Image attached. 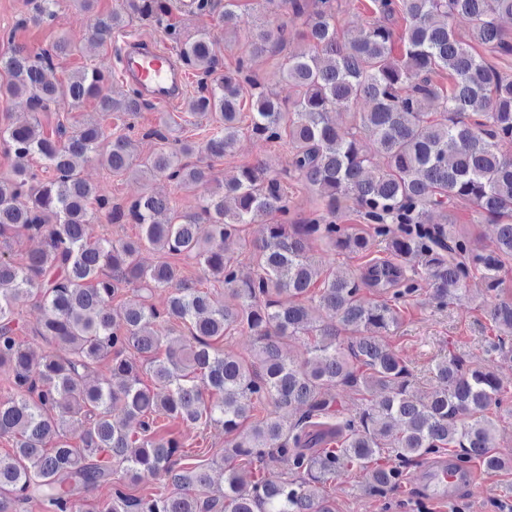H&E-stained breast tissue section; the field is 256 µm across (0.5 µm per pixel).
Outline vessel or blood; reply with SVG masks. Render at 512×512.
<instances>
[{
	"mask_svg": "<svg viewBox=\"0 0 512 512\" xmlns=\"http://www.w3.org/2000/svg\"><path fill=\"white\" fill-rule=\"evenodd\" d=\"M119 78L143 100L162 107L179 104L187 87V77L173 55L141 37L125 40ZM420 479L429 496L443 502L458 484L459 472L442 460L424 465Z\"/></svg>",
	"mask_w": 512,
	"mask_h": 512,
	"instance_id": "1",
	"label": "vessel or blood"
}]
</instances>
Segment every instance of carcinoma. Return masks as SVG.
Here are the masks:
<instances>
[{
	"label": "carcinoma",
	"mask_w": 512,
	"mask_h": 512,
	"mask_svg": "<svg viewBox=\"0 0 512 512\" xmlns=\"http://www.w3.org/2000/svg\"><path fill=\"white\" fill-rule=\"evenodd\" d=\"M337 2L288 0L310 40L279 69L297 89L291 107L250 74L251 58L283 47L287 26L254 34L249 57L220 77L209 32L185 39L169 29L184 65L201 75L187 110L215 132L199 145L167 125L151 129L145 136L162 146L138 164L131 139H109L99 122L73 116L51 130L42 124V112L62 102L76 108L94 99L117 121L142 109L134 92L113 96L109 76L96 69L47 81L53 57L76 50L73 38L59 36L51 53L16 46L0 57L5 91L28 95L34 113L31 123L1 128L0 144L19 160L39 157L51 173L43 178L21 166L0 177V369L8 370L11 386L0 399V437L13 440L12 453L0 456V512H21L30 500L52 512H82V494L112 484L114 463L129 477L163 475L165 489L135 497L115 488L104 512H335L323 487L343 470H359L367 494L400 484V467L379 464L385 454L418 464L451 450L489 474L512 467L495 452L489 410L507 401V391L490 367L450 354L432 368L437 387L417 398L408 363L384 340L398 328L400 304L418 280L446 306L463 298L472 277L498 291L512 258V77L498 70L512 56V35L499 25L512 19V0H375V15L354 34L339 27ZM56 4L32 0V20L52 22ZM166 14L167 0H121L95 18L91 37L103 43L134 16ZM399 14L405 29L397 47L390 22ZM459 16L471 24L466 39L454 27ZM442 73L452 83L447 91L434 82ZM246 85L252 103L245 127ZM362 100L372 103L370 111H356ZM432 103L440 108L436 119L427 111ZM245 129L289 145L288 168L316 189L325 212L288 223V188L263 162L220 184L212 165L190 161L196 154L223 158ZM363 135L383 159L370 177L374 162L361 149ZM88 158L114 173L165 177L185 191L216 186L198 197L193 213H179L152 193L114 204L81 176L79 161ZM226 198L233 208L224 207ZM348 202L371 231L336 223ZM458 204L496 224L491 246L449 228L448 210ZM431 211L440 222L428 220ZM162 212L170 213L165 224L156 221ZM97 213L136 225L138 237L91 239L87 229ZM273 214L281 220L264 225L266 238L253 243L255 276L242 279L224 242ZM24 237L42 238L43 247L18 264L7 249ZM313 240L355 254L380 241L391 258L369 260L359 277H323L309 254ZM145 246L196 261L226 302L185 279L173 262L140 264ZM416 259L418 280L406 274ZM364 286L385 298L363 300ZM156 288L172 289L161 309L150 302ZM122 292L128 296L118 321L110 303ZM18 293L35 298L33 333L53 345L38 359L17 336L22 327L11 296ZM486 314L499 336H512V301L498 298ZM233 331L253 337L250 358L214 347ZM303 336L311 338L307 357L283 359L281 341ZM104 359L119 384L90 380ZM344 387L371 396L356 419L335 410L333 389ZM117 404L126 414L120 422L111 419ZM267 404L273 410L256 418ZM294 406L305 412L290 421ZM162 416L224 426V491H211L207 464L177 439L157 435ZM73 422L81 430L78 448L68 437ZM277 456L288 457L301 479L258 475Z\"/></svg>",
	"instance_id": "cac0c4a2"
}]
</instances>
